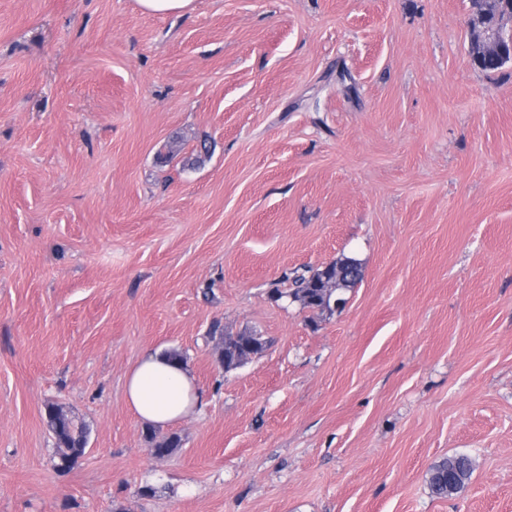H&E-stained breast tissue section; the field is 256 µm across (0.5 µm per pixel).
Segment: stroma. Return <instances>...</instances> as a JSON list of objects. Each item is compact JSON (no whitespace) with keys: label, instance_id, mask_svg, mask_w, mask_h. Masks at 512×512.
I'll return each mask as SVG.
<instances>
[{"label":"stroma","instance_id":"35a3bbf8","mask_svg":"<svg viewBox=\"0 0 512 512\" xmlns=\"http://www.w3.org/2000/svg\"><path fill=\"white\" fill-rule=\"evenodd\" d=\"M471 17L0 0V512H512V63ZM343 257L344 307L287 298ZM239 334L269 346L224 371ZM155 349L205 393L165 457L124 397ZM192 0H139L141 8L149 14L164 15L185 11ZM47 416L49 426L56 437L57 446L60 448V453L62 448L69 451V454L60 455L61 465L67 466L74 458L85 453V431L82 427L75 426L70 419L61 414L55 407L48 408ZM472 472L471 459L455 455L435 463L428 472L427 483L431 493L438 497L457 494Z\"/></svg>","mask_w":512,"mask_h":512}]
</instances>
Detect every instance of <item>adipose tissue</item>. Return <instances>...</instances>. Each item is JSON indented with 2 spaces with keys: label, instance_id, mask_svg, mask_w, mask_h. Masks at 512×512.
<instances>
[{
  "label": "adipose tissue",
  "instance_id": "adipose-tissue-1",
  "mask_svg": "<svg viewBox=\"0 0 512 512\" xmlns=\"http://www.w3.org/2000/svg\"><path fill=\"white\" fill-rule=\"evenodd\" d=\"M125 393L139 422L149 428L170 425L202 405L194 375L163 350L141 356L127 374Z\"/></svg>",
  "mask_w": 512,
  "mask_h": 512
}]
</instances>
